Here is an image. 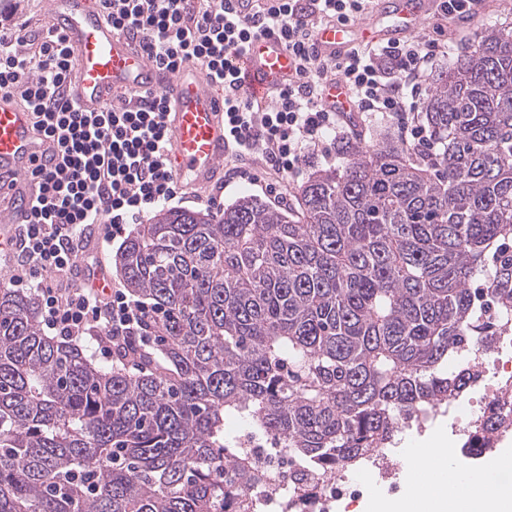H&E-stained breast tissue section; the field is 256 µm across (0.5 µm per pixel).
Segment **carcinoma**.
<instances>
[{"label":"carcinoma","mask_w":512,"mask_h":512,"mask_svg":"<svg viewBox=\"0 0 512 512\" xmlns=\"http://www.w3.org/2000/svg\"><path fill=\"white\" fill-rule=\"evenodd\" d=\"M421 117L434 151L353 140L276 206L157 211L115 264L149 304L136 373L49 336L0 283V512H225L242 419L302 465L357 463L463 396L491 344L471 282L512 314V26L452 50Z\"/></svg>","instance_id":"1"}]
</instances>
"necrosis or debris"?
I'll return each instance as SVG.
<instances>
[{"instance_id": "obj_1", "label": "necrosis or debris", "mask_w": 512, "mask_h": 512, "mask_svg": "<svg viewBox=\"0 0 512 512\" xmlns=\"http://www.w3.org/2000/svg\"><path fill=\"white\" fill-rule=\"evenodd\" d=\"M459 354L474 366L480 396L454 425L461 436L460 453L477 461L512 445V327L503 326L490 347L476 351L466 346ZM235 441L253 465L245 490L251 512H337L343 500L355 501L364 493L343 468L325 465L301 479V465L288 446L251 428L241 429Z\"/></svg>"}]
</instances>
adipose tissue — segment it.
<instances>
[{"label":"adipose tissue","mask_w":512,"mask_h":512,"mask_svg":"<svg viewBox=\"0 0 512 512\" xmlns=\"http://www.w3.org/2000/svg\"><path fill=\"white\" fill-rule=\"evenodd\" d=\"M403 457L410 478L404 492L387 499L370 489L368 512H512V485L493 483L486 473L463 480L444 442L404 449ZM430 469L431 481L417 480V472Z\"/></svg>","instance_id":"1"}]
</instances>
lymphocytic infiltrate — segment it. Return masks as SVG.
I'll list each match as a JSON object with an SVG mask.
<instances>
[{
	"instance_id": "lymphocytic-infiltrate-1",
	"label": "lymphocytic infiltrate",
	"mask_w": 512,
	"mask_h": 512,
	"mask_svg": "<svg viewBox=\"0 0 512 512\" xmlns=\"http://www.w3.org/2000/svg\"><path fill=\"white\" fill-rule=\"evenodd\" d=\"M30 2L9 0L0 8V92L57 137L59 157L31 171L38 196L14 254L11 283L36 288L42 319L57 335L70 338L94 329L103 355L137 349L149 343L139 332L148 306L118 287L101 295L62 279L74 272L86 227L97 225L107 245L157 205L177 200L162 102L145 94L133 109L119 102L100 112L80 111L63 93L72 69L64 39L52 25L41 36L29 33ZM371 2L99 0L113 30L137 37L156 62L174 68L189 59L214 80L224 93V131L236 159L259 155L274 172L294 178L327 133L342 124L322 103L326 82L337 77L347 83L360 112L393 120L406 144L429 140L414 114L439 44L396 41L336 55L315 46L319 27L353 21ZM270 32L292 47L297 80L273 105L262 107L241 90L236 62L252 39Z\"/></svg>"
}]
</instances>
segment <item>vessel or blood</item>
Returning <instances> with one entry per match:
<instances>
[{"label":"vessel or blood","instance_id":"1","mask_svg":"<svg viewBox=\"0 0 512 512\" xmlns=\"http://www.w3.org/2000/svg\"><path fill=\"white\" fill-rule=\"evenodd\" d=\"M42 9L69 47L73 66L68 92L84 111L103 110L112 104L115 93L123 91L161 97L171 173L178 187L204 189L221 182L227 154L224 101L197 65L185 63L174 71L159 65L136 39L115 32L94 0H42ZM431 9L430 0H398L390 25L327 24L316 31L315 46L329 54L359 42L392 41L417 29ZM240 66V85L261 102L271 101L295 78L294 52L275 33L254 39ZM323 104L348 119L358 110L339 78L327 84ZM56 153V141L34 126L31 113L0 93V259L11 257L20 227L30 219L37 191L29 176L33 165L53 159Z\"/></svg>","mask_w":512,"mask_h":512}]
</instances>
